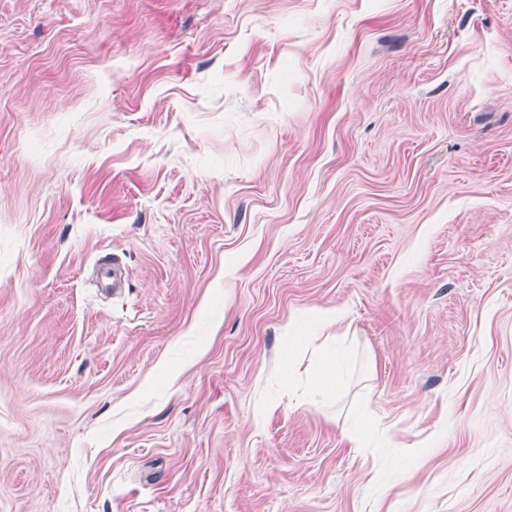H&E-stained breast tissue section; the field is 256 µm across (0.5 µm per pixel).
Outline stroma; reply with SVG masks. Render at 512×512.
<instances>
[{
    "mask_svg": "<svg viewBox=\"0 0 512 512\" xmlns=\"http://www.w3.org/2000/svg\"><path fill=\"white\" fill-rule=\"evenodd\" d=\"M0 512H512V0H0ZM306 320L298 321L288 325L283 339L288 346V359H286L282 366V373L288 377V382H293L298 376V366L295 363V352L305 345L307 340L312 342L315 336H307L308 331L304 328ZM346 339L347 336H336V348L317 347L316 361L305 370L308 400L313 396L331 398L336 395L352 355V350L343 343Z\"/></svg>",
    "mask_w": 512,
    "mask_h": 512,
    "instance_id": "stroma-1",
    "label": "stroma"
}]
</instances>
